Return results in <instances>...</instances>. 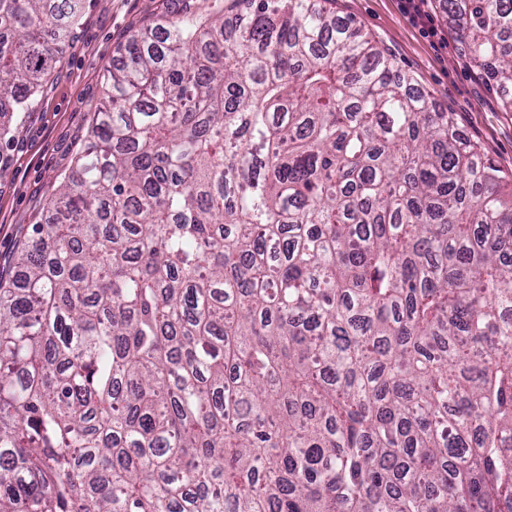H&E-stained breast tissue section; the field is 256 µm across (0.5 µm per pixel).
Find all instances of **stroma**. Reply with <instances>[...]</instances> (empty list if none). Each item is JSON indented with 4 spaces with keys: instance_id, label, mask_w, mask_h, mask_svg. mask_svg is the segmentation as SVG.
<instances>
[{
    "instance_id": "stroma-1",
    "label": "stroma",
    "mask_w": 512,
    "mask_h": 512,
    "mask_svg": "<svg viewBox=\"0 0 512 512\" xmlns=\"http://www.w3.org/2000/svg\"><path fill=\"white\" fill-rule=\"evenodd\" d=\"M210 12L214 0H84L73 37L7 145L0 173V276L14 277V251L47 217L59 175L74 165L86 141L94 106L102 96L118 45L143 25L172 17L181 5ZM430 9L440 31L426 37L406 17L400 0H331L336 15L357 22L419 89L453 113L461 134L481 145L504 173L512 172V112L482 70L473 66L454 21L439 0Z\"/></svg>"
}]
</instances>
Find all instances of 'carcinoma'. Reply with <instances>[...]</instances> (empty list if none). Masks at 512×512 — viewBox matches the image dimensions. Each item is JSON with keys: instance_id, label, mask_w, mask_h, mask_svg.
Instances as JSON below:
<instances>
[{"instance_id": "1", "label": "carcinoma", "mask_w": 512, "mask_h": 512, "mask_svg": "<svg viewBox=\"0 0 512 512\" xmlns=\"http://www.w3.org/2000/svg\"><path fill=\"white\" fill-rule=\"evenodd\" d=\"M328 0L117 48L0 285V512H512V191ZM512 112V0H441ZM79 0H0V141Z\"/></svg>"}]
</instances>
